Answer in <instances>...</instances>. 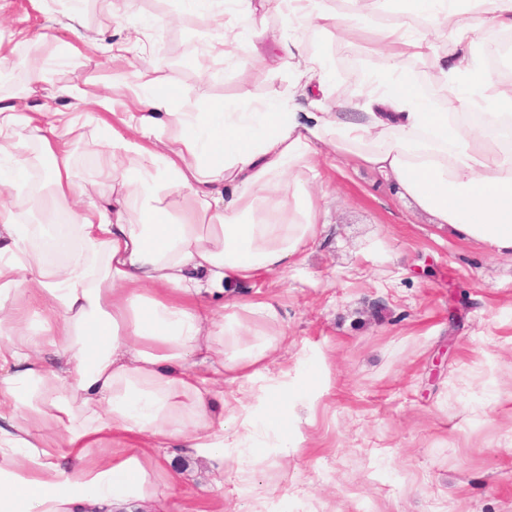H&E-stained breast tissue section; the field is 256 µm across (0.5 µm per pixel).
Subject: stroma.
Returning a JSON list of instances; mask_svg holds the SVG:
<instances>
[{
  "label": "stroma",
  "mask_w": 512,
  "mask_h": 512,
  "mask_svg": "<svg viewBox=\"0 0 512 512\" xmlns=\"http://www.w3.org/2000/svg\"><path fill=\"white\" fill-rule=\"evenodd\" d=\"M113 0H86L81 35L67 24L64 0H0V56L15 67L0 71V106L24 112L69 111L52 99L57 86L86 92L85 136L69 146L83 200L96 199L110 179L95 159L109 143L97 131L131 102L126 87L141 72H157L187 91L196 110L213 100L230 105L287 95V65L246 66L199 54L212 32L194 24L183 0H135L114 17ZM148 42L137 47L134 30ZM311 51L333 63L332 97L355 98L378 57L375 45L345 46L335 33L313 27ZM48 76L14 91L25 64ZM108 93L112 109L99 103ZM313 190L320 196V239L299 270L266 274L209 296L225 303L272 298L288 343L271 356L290 373L288 401L305 367L325 362L323 381L296 435L260 436L266 451L228 449L223 469L195 459L189 448L169 449L182 472L185 512H512V258L447 233L403 199L393 179L352 158L322 151Z\"/></svg>",
  "instance_id": "stroma-1"
}]
</instances>
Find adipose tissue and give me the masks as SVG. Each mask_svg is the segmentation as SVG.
Wrapping results in <instances>:
<instances>
[{"instance_id":"obj_1","label":"adipose tissue","mask_w":512,"mask_h":512,"mask_svg":"<svg viewBox=\"0 0 512 512\" xmlns=\"http://www.w3.org/2000/svg\"><path fill=\"white\" fill-rule=\"evenodd\" d=\"M187 0L213 17L208 47L239 63L263 59L266 14L288 21L277 59L288 97L255 106L179 108L182 90L153 73L127 91L133 111L98 167L118 181L78 202L62 112L0 107V158L27 129L53 160L48 185L68 202L72 245L53 262L0 205V512H137L180 474L158 451L176 445L223 461L255 426L287 431L302 417L273 378L258 407L215 409L218 385H245L286 339L273 302L206 309L216 284L288 273L323 230L312 185L322 150L392 177L435 226L512 255V85L486 62L483 35L512 33V0ZM380 52L356 99L330 103L326 58L301 36L312 24ZM446 35L449 52L437 46ZM429 60L453 104L428 96L405 66ZM139 162L134 170L126 158ZM138 223H129L130 214ZM211 222L200 226L199 214ZM44 301L32 326L12 300ZM151 447L100 449L113 433Z\"/></svg>"}]
</instances>
